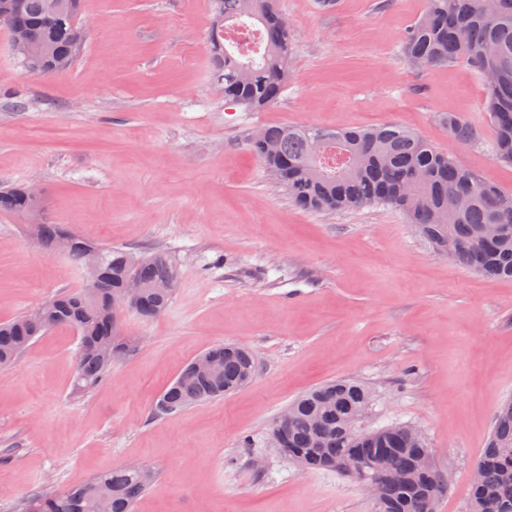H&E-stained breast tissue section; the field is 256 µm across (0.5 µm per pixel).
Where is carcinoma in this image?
I'll use <instances>...</instances> for the list:
<instances>
[{
    "label": "carcinoma",
    "mask_w": 512,
    "mask_h": 512,
    "mask_svg": "<svg viewBox=\"0 0 512 512\" xmlns=\"http://www.w3.org/2000/svg\"><path fill=\"white\" fill-rule=\"evenodd\" d=\"M20 8L0 16L11 39L36 33L30 43L31 72L61 76L70 71L84 44L79 22L81 0H18ZM210 64L222 77L224 101L249 111L274 105L288 83L291 40L276 0H211ZM403 54L413 65L431 69L464 62L485 79V112L494 130L490 151L512 167V0H428L420 20L404 36ZM448 133L457 142H479L476 126L448 114ZM248 150L288 192L292 201L313 212L385 205L402 212L437 250L454 242L450 259L468 269L512 280V193L462 167L455 157L411 131L384 124L338 130L277 125L259 129ZM37 202L23 186L0 191V210L25 215ZM40 245L51 249L66 230L58 224L32 228ZM65 255L79 267L97 256L107 279L39 304L42 321L29 314L0 321V367L15 364L40 337L57 327L76 332L72 390L84 394L112 368L105 355L127 351L112 322V298L137 277L141 292L130 309L145 320L161 315L173 298L177 270L162 252H133L105 247L94 239L69 235ZM214 361L205 375L190 362L161 393L157 415L170 414L230 395L246 386L256 371L249 350L232 344L201 352ZM372 395L363 384L335 380L291 402L283 433L288 447L312 469H333V462L355 448L369 461L382 460L400 481L383 480L380 512H430L429 494L444 487L442 473L416 470L425 439L414 443L391 424L352 436L350 419L364 412ZM480 481L472 485L469 512H512V400L499 407L487 447L476 464ZM154 475L127 467L103 471L66 493L48 497L41 490L25 512H133L152 489Z\"/></svg>",
    "instance_id": "cac0c4a2"
}]
</instances>
